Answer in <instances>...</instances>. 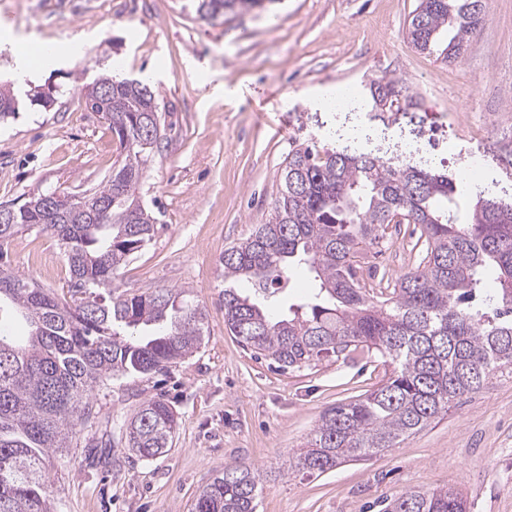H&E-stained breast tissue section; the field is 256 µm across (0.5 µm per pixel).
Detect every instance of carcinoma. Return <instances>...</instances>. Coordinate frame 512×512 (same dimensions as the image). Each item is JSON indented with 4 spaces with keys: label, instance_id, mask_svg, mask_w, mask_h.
Listing matches in <instances>:
<instances>
[{
    "label": "carcinoma",
    "instance_id": "cac0c4a2",
    "mask_svg": "<svg viewBox=\"0 0 512 512\" xmlns=\"http://www.w3.org/2000/svg\"><path fill=\"white\" fill-rule=\"evenodd\" d=\"M259 4L201 0L199 11L216 19ZM485 16L486 0H419L408 36L421 51L446 42L440 56L456 62ZM25 84L30 101L54 103L42 86ZM82 91L123 147L107 180L84 191L62 218L38 198L0 205L12 220L0 224V312L8 303L28 326L22 342L0 334V512H54L52 459L93 418L96 387L165 372L204 338L205 314L180 289L112 294L119 269L157 231L141 196L153 151L142 143L162 127L155 93L106 73ZM368 91L377 112L419 105L402 82L385 76L370 79ZM18 109L14 84H1L0 120ZM459 198L453 173L409 163L391 168L313 140L288 153L268 221L225 248L224 322L255 358L299 369L365 347L392 367L382 384L326 410L289 469L322 474L394 448L449 403L512 369V200L480 190L462 223ZM387 224L418 225L422 259L392 287L369 288L358 258L379 245ZM33 228L64 249L65 296L3 269L11 238ZM298 266L313 276L311 297L271 316L265 302ZM488 273L490 290L483 288ZM176 426L174 408L157 395L125 418L120 442L149 460L171 447ZM261 481L249 465H227L199 490L193 512H256ZM463 502L453 488L413 490L383 502L381 512H457Z\"/></svg>",
    "mask_w": 512,
    "mask_h": 512
}]
</instances>
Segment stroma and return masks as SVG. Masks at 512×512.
I'll list each match as a JSON object with an SVG mask.
<instances>
[{"label": "stroma", "instance_id": "obj_1", "mask_svg": "<svg viewBox=\"0 0 512 512\" xmlns=\"http://www.w3.org/2000/svg\"><path fill=\"white\" fill-rule=\"evenodd\" d=\"M418 0H263L208 21L194 0H15L0 6V78L14 76V46L88 52L66 68L33 70L52 83L50 109L21 99L0 121V203L99 186L120 158L118 141L92 111L83 84L119 70L152 71L166 134L142 188L159 228L122 267L117 293L182 288L207 316L196 353L167 374L110 379L95 391L97 415L55 459L49 491L57 512H191L199 490L226 465L263 475L257 512H378L377 501L453 487L469 512H512V375L449 404L423 430L368 459L322 474L289 470L322 413L383 382L389 367L357 349L301 369L255 359L224 323L225 248L265 223L284 160L299 143L342 124L315 106L331 86L360 87L385 75L421 102L393 115L392 132L421 140L450 171L477 134L512 141V0H488L484 22L460 61L416 49L408 24ZM383 235L362 274L392 279L418 260L409 224ZM8 271L60 290L68 269L57 238L32 229L7 247ZM165 394L178 423L171 448L144 460L123 446L111 462L89 456L88 439L115 429L142 401Z\"/></svg>", "mask_w": 512, "mask_h": 512}]
</instances>
